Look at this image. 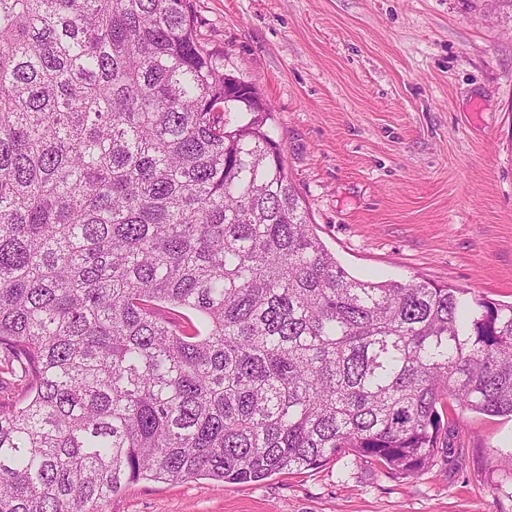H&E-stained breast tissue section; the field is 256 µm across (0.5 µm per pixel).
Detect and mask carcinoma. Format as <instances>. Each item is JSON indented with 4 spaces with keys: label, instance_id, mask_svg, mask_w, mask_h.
<instances>
[{
    "label": "carcinoma",
    "instance_id": "cac0c4a2",
    "mask_svg": "<svg viewBox=\"0 0 512 512\" xmlns=\"http://www.w3.org/2000/svg\"><path fill=\"white\" fill-rule=\"evenodd\" d=\"M271 116L186 0H0V512L342 455L413 477L448 400L512 418V304L351 276Z\"/></svg>",
    "mask_w": 512,
    "mask_h": 512
}]
</instances>
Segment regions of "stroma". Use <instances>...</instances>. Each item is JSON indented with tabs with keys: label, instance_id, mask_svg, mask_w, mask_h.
Returning <instances> with one entry per match:
<instances>
[{
	"label": "stroma",
	"instance_id": "35a3bbf8",
	"mask_svg": "<svg viewBox=\"0 0 512 512\" xmlns=\"http://www.w3.org/2000/svg\"><path fill=\"white\" fill-rule=\"evenodd\" d=\"M270 103L317 234L362 280L512 303V0H190ZM414 478L337 457L260 482L141 480L103 512H512V420L448 409Z\"/></svg>",
	"mask_w": 512,
	"mask_h": 512
}]
</instances>
